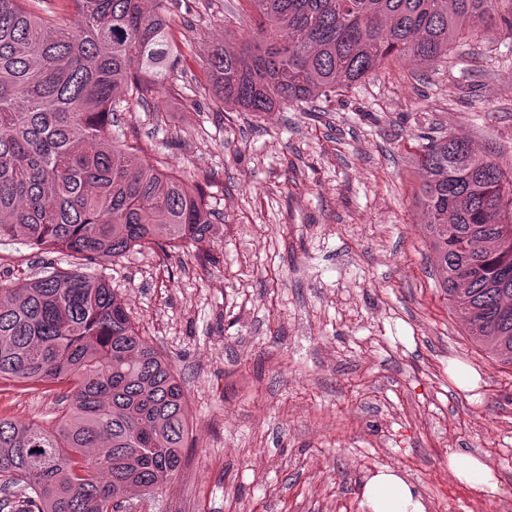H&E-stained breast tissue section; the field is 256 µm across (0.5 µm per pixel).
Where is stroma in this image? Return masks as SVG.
I'll return each instance as SVG.
<instances>
[{
	"mask_svg": "<svg viewBox=\"0 0 512 512\" xmlns=\"http://www.w3.org/2000/svg\"><path fill=\"white\" fill-rule=\"evenodd\" d=\"M254 20L249 0H178L171 87L116 117L220 221L207 260L136 249L86 268L175 366L191 413L182 469L127 492L124 512H368L362 486L384 467L426 512H512V368L449 307L416 202L425 136L512 171V32L491 22L441 66L391 62L258 117L219 108L200 66ZM68 266L0 241V286ZM460 367L476 386L455 384ZM66 391L0 379V418L52 428ZM452 451L485 459L499 492L458 483Z\"/></svg>",
	"mask_w": 512,
	"mask_h": 512,
	"instance_id": "obj_1",
	"label": "stroma"
}]
</instances>
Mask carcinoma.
I'll use <instances>...</instances> for the list:
<instances>
[{
	"label": "carcinoma",
	"mask_w": 512,
	"mask_h": 512,
	"mask_svg": "<svg viewBox=\"0 0 512 512\" xmlns=\"http://www.w3.org/2000/svg\"><path fill=\"white\" fill-rule=\"evenodd\" d=\"M0 0V238L71 268L0 299V379L68 383L59 425L0 418V477L20 512H118L184 461L190 414L171 362L109 283L84 272L140 249L194 248L215 232L203 187L112 129L129 98L160 102L170 0ZM251 38L202 61L215 101L262 116L348 89L393 59H448L498 0H249ZM429 259L468 336L512 367V174L452 135L420 145Z\"/></svg>",
	"instance_id": "obj_1"
}]
</instances>
